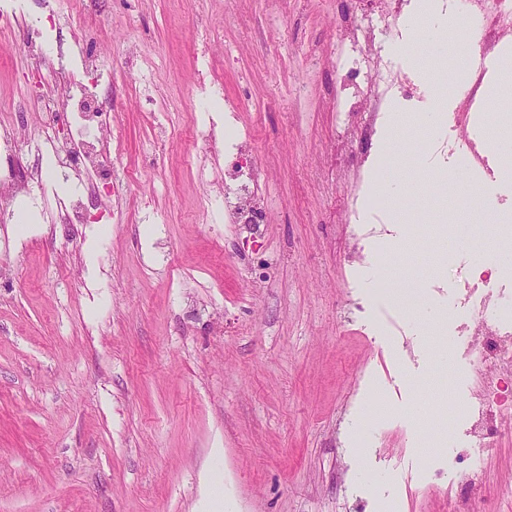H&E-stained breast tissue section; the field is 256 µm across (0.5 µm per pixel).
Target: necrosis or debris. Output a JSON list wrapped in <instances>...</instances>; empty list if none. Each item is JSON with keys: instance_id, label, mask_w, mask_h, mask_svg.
I'll return each instance as SVG.
<instances>
[{"instance_id": "necrosis-or-debris-1", "label": "necrosis or debris", "mask_w": 512, "mask_h": 512, "mask_svg": "<svg viewBox=\"0 0 512 512\" xmlns=\"http://www.w3.org/2000/svg\"><path fill=\"white\" fill-rule=\"evenodd\" d=\"M407 2L364 0L370 24L341 22V41L356 50L351 68L366 75L364 82L343 87L349 111L377 115L387 110L394 95L405 98L415 95L410 80L395 69L391 59L382 56L375 42L377 33L397 34ZM460 14L464 24L477 23L483 27L488 47H496L504 35L512 34V0H460ZM216 36V31L208 27L200 31L196 80L190 89L196 111L206 114L240 109L239 101L225 95L223 81L213 73L209 45ZM24 44L42 71L39 85L43 92L24 97L20 110L29 114L33 126L41 128L47 149L29 162L20 163L15 157V120L12 114H0V221L9 222L20 201L43 190L49 178L43 159L50 156L61 170L94 174L75 198L61 206L57 217L61 224H82L87 210L102 201L100 181H107L115 192L119 191L121 182L111 144V111L101 98L94 106H86L90 88L76 77L80 71L97 73L99 59L94 54L83 53L81 68L75 71L64 64L61 47L44 45L29 36ZM54 94L69 97L71 113L46 108V96ZM67 123L74 126L72 138H56L53 134L56 126ZM198 135L211 155L229 157L223 165L212 168L204 164L197 171L200 183L207 188L203 223H211L218 216L228 224L265 223L263 187L267 175L265 168L250 157L249 133L234 125L220 131L208 122L201 125ZM478 280L475 286L467 280L462 283L463 301L469 304L471 316L468 323L455 330L459 346L464 348L479 376L477 389L459 408L467 422L471 446L466 453L465 467L453 473L451 480L464 495L476 486L483 455L495 446L500 436V419L512 413V281H499L489 270L479 272Z\"/></svg>"}]
</instances>
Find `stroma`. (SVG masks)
Here are the masks:
<instances>
[{
  "instance_id": "stroma-1",
  "label": "stroma",
  "mask_w": 512,
  "mask_h": 512,
  "mask_svg": "<svg viewBox=\"0 0 512 512\" xmlns=\"http://www.w3.org/2000/svg\"><path fill=\"white\" fill-rule=\"evenodd\" d=\"M352 0H199L177 16L173 0L84 6L106 61L103 96H115L121 198L82 224H51L82 178L53 179L46 201H27L24 228L0 223V512H448L468 446L462 425L440 431L449 404L468 399L471 366L457 348L432 363L436 335L386 291L414 284L435 316L484 240L457 251L442 214L462 185L437 188L453 166L441 142L455 126L424 130L436 101H398L411 160L399 209L366 195L385 118L353 149L368 113L328 104L346 55L336 35ZM224 33L216 61L237 122L268 170L263 224H203L193 160L204 151L191 115L197 25ZM0 28V107L32 87L37 71ZM155 62V81L178 101L165 125L139 102L137 77L117 57L126 43ZM170 136L151 151L161 130ZM150 209H141L143 198ZM444 247L456 258L437 266ZM365 417L370 428L351 438ZM469 512H512V421L484 457Z\"/></svg>"
}]
</instances>
